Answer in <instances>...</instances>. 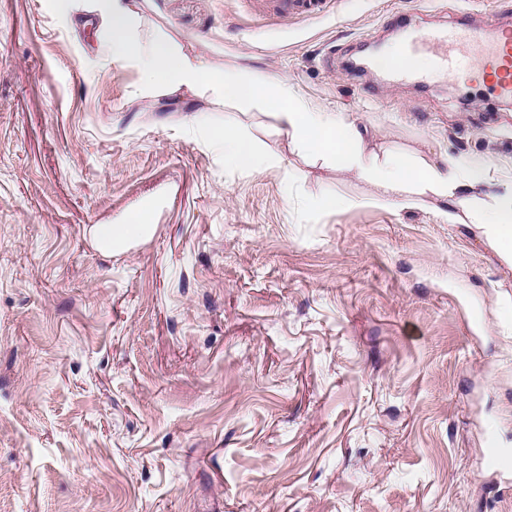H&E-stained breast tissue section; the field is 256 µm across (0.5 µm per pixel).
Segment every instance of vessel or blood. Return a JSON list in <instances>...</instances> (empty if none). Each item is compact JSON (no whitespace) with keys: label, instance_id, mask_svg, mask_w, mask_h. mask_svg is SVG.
Here are the masks:
<instances>
[{"label":"vessel or blood","instance_id":"b4317fda","mask_svg":"<svg viewBox=\"0 0 512 512\" xmlns=\"http://www.w3.org/2000/svg\"><path fill=\"white\" fill-rule=\"evenodd\" d=\"M326 0H261V7L270 15L288 16L321 10ZM431 53L435 72L449 81L468 72L479 71L495 96L512 98V26H499L493 37L471 26L436 29L414 34L403 44L401 53L414 56ZM484 464L493 471L512 468V450L490 445Z\"/></svg>","mask_w":512,"mask_h":512}]
</instances>
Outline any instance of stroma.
<instances>
[{"instance_id":"obj_1","label":"stroma","mask_w":512,"mask_h":512,"mask_svg":"<svg viewBox=\"0 0 512 512\" xmlns=\"http://www.w3.org/2000/svg\"><path fill=\"white\" fill-rule=\"evenodd\" d=\"M124 2L144 41L288 80L376 152L512 162V99L349 66L512 0ZM99 29L94 0H0V512H512L482 466L512 448V269L436 200L364 206L260 103L146 89ZM227 126L256 170L225 166ZM260 7L272 16L302 15L320 11L327 0H260ZM144 217L140 214L131 216L128 224H102L97 228L99 238H122L128 239L144 232L147 224H144Z\"/></svg>"}]
</instances>
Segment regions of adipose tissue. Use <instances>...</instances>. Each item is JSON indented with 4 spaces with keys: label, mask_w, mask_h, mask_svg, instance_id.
<instances>
[{
    "label": "adipose tissue",
    "mask_w": 512,
    "mask_h": 512,
    "mask_svg": "<svg viewBox=\"0 0 512 512\" xmlns=\"http://www.w3.org/2000/svg\"><path fill=\"white\" fill-rule=\"evenodd\" d=\"M95 8L111 59L137 64L146 76L147 88L206 84L228 99L261 101L275 111L307 154L373 183L378 192L365 198V205L392 202L413 209L425 199H434L442 205L443 222L477 225L502 262L512 268V181L488 198L478 192L488 172L500 167V160L475 155L451 159L440 166L401 155L378 156L368 151L357 128L336 113L322 111L298 97L287 80L218 72L168 42L145 43L137 35L135 19L123 0H97ZM213 140L224 151L225 165L243 171L256 169L254 143L232 127L214 133Z\"/></svg>",
    "instance_id": "adipose-tissue-1"
}]
</instances>
